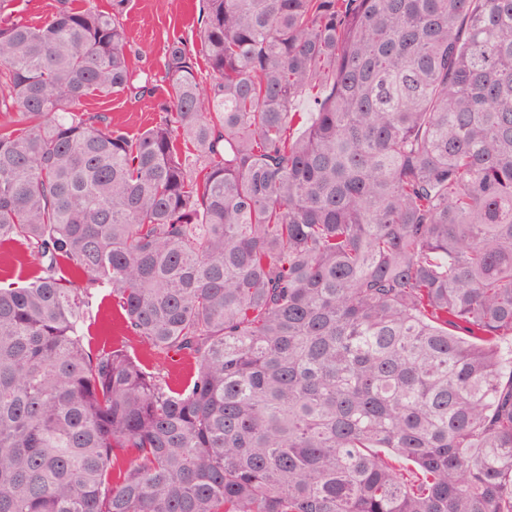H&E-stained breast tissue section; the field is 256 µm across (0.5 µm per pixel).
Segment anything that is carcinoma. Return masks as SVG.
Masks as SVG:
<instances>
[{
	"mask_svg": "<svg viewBox=\"0 0 512 512\" xmlns=\"http://www.w3.org/2000/svg\"><path fill=\"white\" fill-rule=\"evenodd\" d=\"M9 2L0 512H512V0H200L206 86ZM101 290L186 382L87 347ZM156 103L155 98L148 96L115 101L91 96L85 100L84 105L90 111L106 110L113 124L123 128L129 135H134L157 117ZM0 272L1 277L12 278L10 281H17L18 278L25 280L29 278L34 270L31 259L23 245L18 242L5 243L0 246Z\"/></svg>",
	"mask_w": 512,
	"mask_h": 512,
	"instance_id": "1",
	"label": "carcinoma"
}]
</instances>
